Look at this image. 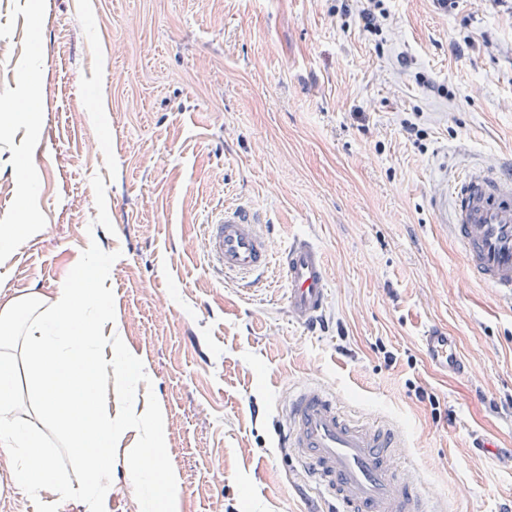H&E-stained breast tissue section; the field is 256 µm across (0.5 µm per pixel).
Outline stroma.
<instances>
[{
    "label": "stroma",
    "mask_w": 512,
    "mask_h": 512,
    "mask_svg": "<svg viewBox=\"0 0 512 512\" xmlns=\"http://www.w3.org/2000/svg\"><path fill=\"white\" fill-rule=\"evenodd\" d=\"M341 0H0V222L34 219L0 304L53 295L87 246L180 512H336L278 439L305 382L400 433L439 512H503L512 467V303L472 280L440 207L470 168L512 169V0H383L378 33ZM421 134L407 137L403 120ZM249 209L275 246L323 250L330 302L309 331L288 287L217 274L202 224ZM455 336L472 370L426 360ZM393 353L394 362L384 360ZM435 393L439 408L412 387ZM112 450L109 512H143ZM0 512H49L0 466ZM420 342L426 358L436 367L451 374H465L470 367L464 361L456 339L437 327L427 328Z\"/></svg>",
    "instance_id": "1"
}]
</instances>
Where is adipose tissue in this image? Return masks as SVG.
Wrapping results in <instances>:
<instances>
[{
	"instance_id": "ef3b65f1",
	"label": "adipose tissue",
	"mask_w": 512,
	"mask_h": 512,
	"mask_svg": "<svg viewBox=\"0 0 512 512\" xmlns=\"http://www.w3.org/2000/svg\"><path fill=\"white\" fill-rule=\"evenodd\" d=\"M101 259L87 249L85 268L54 296L38 293L0 305V453L13 465L15 484L50 493L56 506L78 502L83 512H103L112 498V442L128 424L112 415L113 381L135 395L130 357L113 348L106 291L86 303L77 295ZM144 445L132 449L125 484L143 499L144 512H179L180 481L157 477L147 450L162 441L160 410L138 416ZM67 455L71 470L58 464Z\"/></svg>"
}]
</instances>
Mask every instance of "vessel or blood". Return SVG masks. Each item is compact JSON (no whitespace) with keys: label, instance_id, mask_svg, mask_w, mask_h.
Returning <instances> with one entry per match:
<instances>
[{"label":"vessel or blood","instance_id":"vessel-or-blood-1","mask_svg":"<svg viewBox=\"0 0 512 512\" xmlns=\"http://www.w3.org/2000/svg\"><path fill=\"white\" fill-rule=\"evenodd\" d=\"M450 231L465 266L477 281L512 301V176L479 167L456 181ZM204 233L208 256L225 275L248 281L271 272L288 283V313L311 325L329 303V281L319 245L294 238L275 250L264 225L243 208H228ZM427 359L451 374H464L457 341L441 328L420 338ZM283 445L313 475L337 512H430L407 469L397 434L375 418L347 413L324 387L306 384L288 398Z\"/></svg>","mask_w":512,"mask_h":512}]
</instances>
